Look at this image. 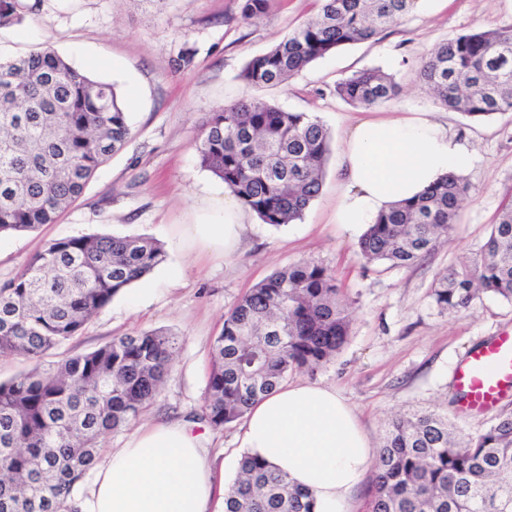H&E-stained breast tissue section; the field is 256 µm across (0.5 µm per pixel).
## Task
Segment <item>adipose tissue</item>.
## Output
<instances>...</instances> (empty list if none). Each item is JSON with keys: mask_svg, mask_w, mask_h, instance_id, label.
<instances>
[{"mask_svg": "<svg viewBox=\"0 0 512 512\" xmlns=\"http://www.w3.org/2000/svg\"><path fill=\"white\" fill-rule=\"evenodd\" d=\"M468 156L433 113L397 112L357 120L337 162L343 191L335 221L374 223L389 204L415 196L459 171ZM249 217L220 185L205 191L194 223L178 233L191 246L229 258L237 254ZM241 445L309 489L318 512H343L373 465L357 415L334 388L306 381L280 385L250 409ZM225 488L199 435L182 423L137 428L98 463L80 512H224Z\"/></svg>", "mask_w": 512, "mask_h": 512, "instance_id": "ef3b65f1", "label": "adipose tissue"}]
</instances>
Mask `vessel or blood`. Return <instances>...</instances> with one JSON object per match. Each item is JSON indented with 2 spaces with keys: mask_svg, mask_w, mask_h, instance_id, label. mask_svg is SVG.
<instances>
[{
  "mask_svg": "<svg viewBox=\"0 0 512 512\" xmlns=\"http://www.w3.org/2000/svg\"><path fill=\"white\" fill-rule=\"evenodd\" d=\"M454 386L462 411L493 410L512 391V331L472 350L458 367Z\"/></svg>",
  "mask_w": 512,
  "mask_h": 512,
  "instance_id": "1",
  "label": "vessel or blood"
}]
</instances>
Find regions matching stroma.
<instances>
[{
	"mask_svg": "<svg viewBox=\"0 0 512 512\" xmlns=\"http://www.w3.org/2000/svg\"><path fill=\"white\" fill-rule=\"evenodd\" d=\"M26 2L21 24L0 27V60L27 54L45 39L75 68L95 64V77L114 84L121 97H134L127 108L132 136L56 223L0 237V285L53 239L146 236L167 252L166 261L52 351L50 361L126 333L168 330L178 338L171 372L161 396L138 421H186L201 410L211 345L225 313L274 272L313 259L339 279L351 331L331 361L292 377L335 387L357 413L372 453H379L387 423L412 410L447 414L469 434L491 421L488 413H460L454 376L471 349L512 331V302L486 296L451 315L436 305L432 284L439 273L478 252L502 204L512 201V117L473 123L440 107L417 79L416 68L445 40L512 23V0H422L379 41L343 46L266 88L247 85L241 70L312 16L316 0H269L267 12L248 22L239 0ZM184 52L191 60L182 65L177 58ZM367 68L393 75L400 95L365 110L334 94L338 82ZM250 97L317 117L332 134L331 154L322 189L300 220L280 227L254 221L237 255L223 258L180 241L177 227L193 222L203 186L214 179L195 149L200 122L206 113ZM390 112L436 113L470 157L462 170L470 192L460 207L457 233L422 263L397 268L363 265L359 231L333 219L340 192L336 163L347 130L359 117ZM193 429L223 461L225 483H232L243 453L242 424L215 430L203 422Z\"/></svg>",
	"mask_w": 512,
	"mask_h": 512,
	"instance_id": "obj_1",
	"label": "stroma"
}]
</instances>
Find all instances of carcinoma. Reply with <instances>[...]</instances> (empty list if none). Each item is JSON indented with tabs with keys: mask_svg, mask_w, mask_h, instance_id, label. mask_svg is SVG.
Segmentation results:
<instances>
[{
	"mask_svg": "<svg viewBox=\"0 0 512 512\" xmlns=\"http://www.w3.org/2000/svg\"><path fill=\"white\" fill-rule=\"evenodd\" d=\"M317 2L314 17L246 62L242 81L276 86L343 45L375 40L421 0ZM268 4L241 0V18L262 16ZM27 9L22 0H0V26L20 22ZM417 78L440 105L467 118L512 113V24L440 44L421 61ZM334 92L373 108L397 98L400 85L373 68L343 79ZM130 138L112 84L50 49L0 62V234L55 223ZM330 144L318 118L252 98L208 113L196 150L201 165L262 223L280 227L300 219L318 196ZM469 191L464 177L450 173L395 203L360 236L359 256L393 267L424 260L457 232ZM166 257L149 237L74 236L45 243L0 286V356L33 363L0 382V512H78L75 488L106 437L162 393L178 339L161 329L115 336L48 366L42 359ZM482 295L512 301V202L500 209L479 253L433 286L445 311H466ZM350 327L328 268L302 261L274 272L224 314L201 419L214 429L242 421L290 373L330 361ZM373 470L371 512H512V412L467 435L435 411L397 417ZM224 512H317V505L309 490L245 452Z\"/></svg>",
	"mask_w": 512,
	"mask_h": 512,
	"instance_id": "1",
	"label": "carcinoma"
}]
</instances>
